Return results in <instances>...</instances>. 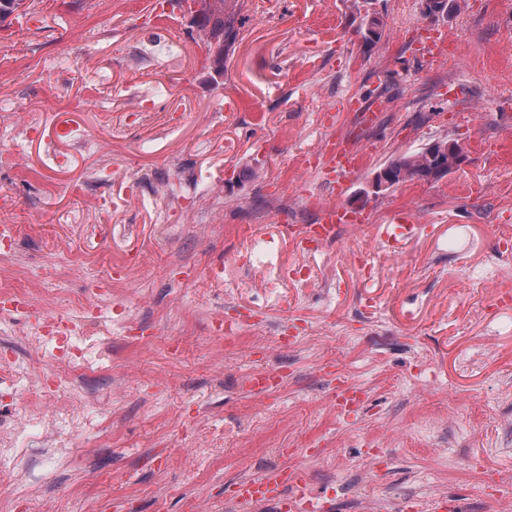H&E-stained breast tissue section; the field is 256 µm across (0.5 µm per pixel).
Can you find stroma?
Listing matches in <instances>:
<instances>
[{
    "label": "stroma",
    "mask_w": 512,
    "mask_h": 512,
    "mask_svg": "<svg viewBox=\"0 0 512 512\" xmlns=\"http://www.w3.org/2000/svg\"><path fill=\"white\" fill-rule=\"evenodd\" d=\"M36 2L29 26L0 23V151L16 154L0 196L21 260L0 290L30 301L16 325L48 302L83 320L89 302L111 301L99 329L111 362L55 371L100 390L125 366L133 383L71 454L24 442L18 467L60 459L40 472L33 512H103L105 476L114 512H197L203 499L224 512L236 478L270 460L320 495L357 475L352 497L389 512L399 491L512 512L496 482L512 477V307L496 305L512 291V249L498 246L512 235V0H459L433 20L424 0H224L243 25L220 73L208 27L150 24L156 0ZM373 13L385 33L370 44L358 29ZM429 30L445 56H416ZM351 95L379 106L372 123L343 109ZM327 138L365 146L342 203L370 222L302 253L280 227L314 223L325 192L304 156ZM440 139L464 147L459 170L372 188L388 161ZM211 197L221 222L190 209ZM399 210L440 237L391 256L373 227ZM230 306L253 324L215 334ZM128 307L143 339L119 325ZM291 325L297 343L273 351ZM333 370L367 409L337 414ZM255 371L281 387L249 391ZM205 410L215 452L185 462Z\"/></svg>",
    "instance_id": "stroma-1"
}]
</instances>
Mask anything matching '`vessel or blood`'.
I'll return each mask as SVG.
<instances>
[{"label": "vessel or blood", "mask_w": 512, "mask_h": 512, "mask_svg": "<svg viewBox=\"0 0 512 512\" xmlns=\"http://www.w3.org/2000/svg\"><path fill=\"white\" fill-rule=\"evenodd\" d=\"M319 161L315 173L327 186L329 201L318 202L317 218L312 224H286L282 231L299 240L301 246H322L333 242L340 228L353 224L367 223L368 217L360 211H350L335 200L343 195L346 187L362 162L361 151L350 146L328 143L318 153ZM425 227L419 224L408 211H398L386 224L375 225L377 240L391 255H399L408 242L417 240ZM366 402L365 392L340 375L336 378V408L338 412L359 410ZM306 478L301 471L280 469L265 473L258 479L234 483L233 493L241 501L255 503L262 500H275L282 504L285 512H298L307 508L308 512H330V505L320 498L305 497ZM405 512H459L455 500L437 496L424 502L407 501Z\"/></svg>", "instance_id": "1"}]
</instances>
